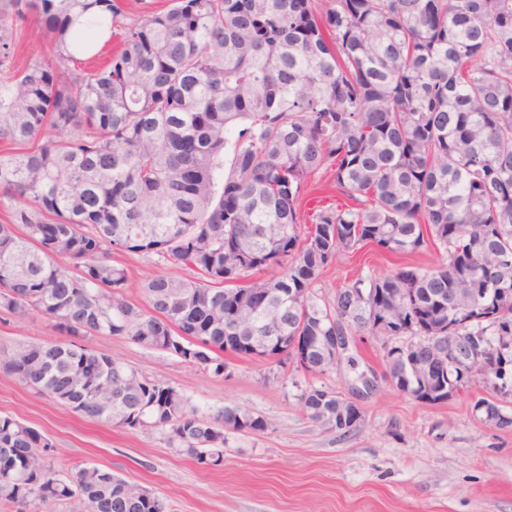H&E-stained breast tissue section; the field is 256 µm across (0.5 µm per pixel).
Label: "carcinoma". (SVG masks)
<instances>
[{
	"mask_svg": "<svg viewBox=\"0 0 512 512\" xmlns=\"http://www.w3.org/2000/svg\"><path fill=\"white\" fill-rule=\"evenodd\" d=\"M34 11L54 51L14 64V23ZM119 0H0V310L39 312L64 341L0 352V369L88 418L161 432L201 465L224 462L227 430L261 432L237 407L208 418L176 387L91 350L125 336L216 377L223 352L293 359L311 374L336 364L333 336H420L433 349L471 337L512 396V0H170L124 25L106 66L88 36L112 30ZM332 173L348 203L319 208L301 233L308 179ZM447 260L360 277L332 300L313 288L341 251ZM155 254L197 271L156 275L147 308L125 299L112 252ZM280 268L276 276L257 273ZM367 293V308L350 307ZM260 311L254 330L237 311ZM407 344L386 356L391 384L436 404L481 383ZM307 417L348 432L360 411L336 393L300 396ZM482 420L512 430L492 403ZM51 443L0 416V502L83 512H169L166 500L89 465L58 476Z\"/></svg>",
	"mask_w": 512,
	"mask_h": 512,
	"instance_id": "carcinoma-1",
	"label": "carcinoma"
}]
</instances>
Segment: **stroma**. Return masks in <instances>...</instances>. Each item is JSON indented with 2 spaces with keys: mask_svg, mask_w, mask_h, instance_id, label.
<instances>
[{
  "mask_svg": "<svg viewBox=\"0 0 512 512\" xmlns=\"http://www.w3.org/2000/svg\"><path fill=\"white\" fill-rule=\"evenodd\" d=\"M37 14L18 24L15 62L53 55ZM329 173L312 175L301 197L298 221L308 224L316 204H339ZM442 256L433 244L417 253L389 254L365 246L342 252L325 268L316 291L332 299L357 275L382 276L397 267L426 270ZM112 262L127 270L125 297L141 305L150 276L194 279L196 271L156 255L116 252ZM49 317H15L0 311V350L60 339ZM86 345L118 359L139 374L177 387L201 414L237 407L262 417L259 433L226 434L224 463L204 468L175 455L161 432L132 430L97 421L36 393L0 370V416H10L48 438L58 475L95 465L164 497L171 512H512V430L502 431L475 415L490 389L471 384L441 404H424L386 378L382 339L350 337L342 358L312 375L295 363L225 354L229 377H217L161 350L124 336L87 337ZM372 381L364 388L362 378ZM336 392L354 402L361 419L347 433L323 429L300 403L306 389Z\"/></svg>",
  "mask_w": 512,
  "mask_h": 512,
  "instance_id": "35a3bbf8",
  "label": "stroma"
}]
</instances>
